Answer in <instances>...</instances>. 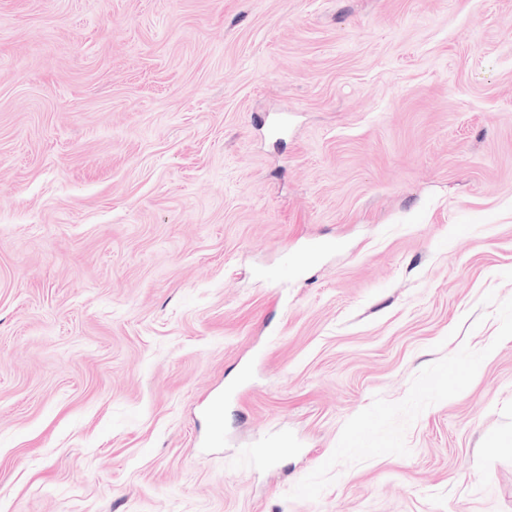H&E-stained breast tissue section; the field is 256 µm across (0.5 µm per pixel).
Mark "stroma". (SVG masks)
Returning a JSON list of instances; mask_svg holds the SVG:
<instances>
[{
  "label": "stroma",
  "mask_w": 512,
  "mask_h": 512,
  "mask_svg": "<svg viewBox=\"0 0 512 512\" xmlns=\"http://www.w3.org/2000/svg\"><path fill=\"white\" fill-rule=\"evenodd\" d=\"M0 512H512V0H0Z\"/></svg>",
  "instance_id": "35a3bbf8"
}]
</instances>
